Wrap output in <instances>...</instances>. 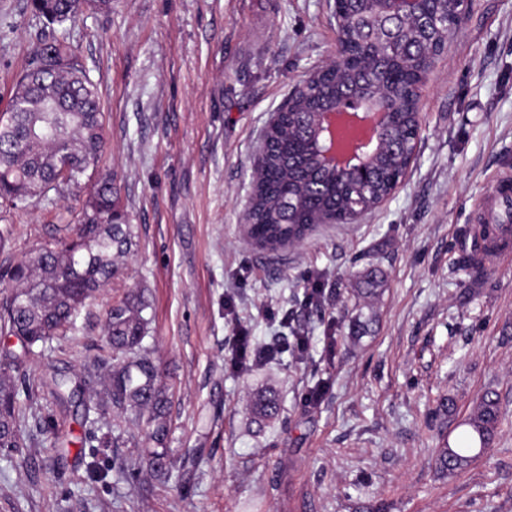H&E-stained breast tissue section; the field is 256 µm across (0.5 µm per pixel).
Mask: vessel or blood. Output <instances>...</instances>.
Here are the masks:
<instances>
[{"mask_svg": "<svg viewBox=\"0 0 512 512\" xmlns=\"http://www.w3.org/2000/svg\"><path fill=\"white\" fill-rule=\"evenodd\" d=\"M473 221L494 224L498 238L486 253L487 258L502 262L512 259V177L496 178L486 195L478 203Z\"/></svg>", "mask_w": 512, "mask_h": 512, "instance_id": "obj_1", "label": "vessel or blood"}]
</instances>
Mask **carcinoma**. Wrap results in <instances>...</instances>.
<instances>
[{"label": "carcinoma", "mask_w": 512, "mask_h": 512, "mask_svg": "<svg viewBox=\"0 0 512 512\" xmlns=\"http://www.w3.org/2000/svg\"><path fill=\"white\" fill-rule=\"evenodd\" d=\"M32 12L49 25H74L84 11L112 9V0H30ZM377 0L350 4L349 29L364 31ZM448 30L433 32L432 43L401 38L379 55L353 64L347 56L332 68L295 89L288 102L289 114L265 132L270 153L254 165L250 206L246 213L255 243L275 249L303 240L313 226L337 213L349 221L357 204L370 203L396 189L408 169L413 148L410 129L417 124L411 110L434 61L445 49ZM377 87L387 97L401 89L405 109L399 125L401 150H386L379 157L370 181L361 187L345 177L321 172L315 165L310 142L297 119L332 102L343 90ZM105 146L103 112L96 85L71 46L55 38L34 47L28 68L16 83L8 108L0 113V208L22 210L31 205L52 204L83 179L91 180L83 200L79 224L55 232L33 255L0 262V281L12 285L0 298V335L13 336L16 351L0 347V449L15 455L24 447L22 423L27 407L21 405L15 374L25 366L34 348L66 334L77 312L101 288L112 282L118 260L137 247L128 211L120 202L112 175L97 171ZM69 165L62 176L60 165ZM381 280L367 272L357 295L373 298ZM150 304L139 292L129 291L109 309L104 333L112 349V368L98 390L88 391L72 377L56 373L51 394L60 403L82 407L83 421L95 424L112 418V441L130 423L144 431L143 455L151 473L168 478L172 473L169 448L171 397L161 372L143 346L151 318ZM250 409L260 421L279 417L281 400L274 390L251 394ZM500 422L498 400L485 394L471 412L468 429L455 446L444 444L437 464L452 475L467 469L489 447ZM36 428L59 443L52 417L36 420Z\"/></svg>", "instance_id": "1"}]
</instances>
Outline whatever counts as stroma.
Returning <instances> with one entry per match:
<instances>
[{
    "label": "stroma",
    "mask_w": 512,
    "mask_h": 512,
    "mask_svg": "<svg viewBox=\"0 0 512 512\" xmlns=\"http://www.w3.org/2000/svg\"><path fill=\"white\" fill-rule=\"evenodd\" d=\"M334 0H112L75 26L27 0H0V111L33 46L67 39L96 83L107 145L99 170L122 186L138 248L83 307L73 335L24 368L20 399L55 412L51 449L25 424L23 465L0 450V512H512V266L476 275L466 231L480 198L512 172V0H472L421 90L416 156L400 187L352 224H319L275 251L248 235L253 162L274 112L336 56ZM6 258L73 224L60 200L8 213ZM384 286L369 332L350 336L354 288ZM317 301L306 302L312 284ZM142 288L145 340L172 393L169 446L179 482L161 483L129 427L118 446L84 444L79 410L56 411L54 370L108 368L113 302ZM277 359L241 373L236 325ZM304 332L303 353L288 352ZM283 395L261 427L253 390ZM318 402H308L313 389ZM505 418L462 472L437 446L456 439L486 393ZM196 462L183 463L185 453Z\"/></svg>",
    "instance_id": "35a3bbf8"
}]
</instances>
